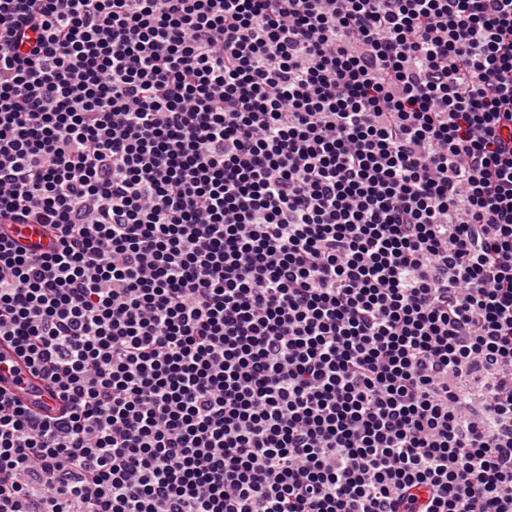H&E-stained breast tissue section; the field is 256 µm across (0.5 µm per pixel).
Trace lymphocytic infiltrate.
Returning a JSON list of instances; mask_svg holds the SVG:
<instances>
[{"label": "lymphocytic infiltrate", "mask_w": 512, "mask_h": 512, "mask_svg": "<svg viewBox=\"0 0 512 512\" xmlns=\"http://www.w3.org/2000/svg\"><path fill=\"white\" fill-rule=\"evenodd\" d=\"M0 340V512H512V0H0ZM13 229L14 238L23 246L38 245L41 251H49L53 245L41 224H15ZM0 388L11 392L30 409L53 412L60 408L59 400L51 393L48 384L33 376L23 358L6 342L0 345ZM10 362L9 368L5 362Z\"/></svg>", "instance_id": "f902f5d3"}]
</instances>
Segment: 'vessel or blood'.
I'll return each mask as SVG.
<instances>
[{"instance_id":"b4317fda","label":"vessel or blood","mask_w":512,"mask_h":512,"mask_svg":"<svg viewBox=\"0 0 512 512\" xmlns=\"http://www.w3.org/2000/svg\"><path fill=\"white\" fill-rule=\"evenodd\" d=\"M13 236L24 246L36 245L44 251L52 247L51 237L38 224L15 225ZM0 388L11 392L22 404L35 410L52 412L60 407L48 384L33 376L24 359L5 342L0 344Z\"/></svg>"}]
</instances>
